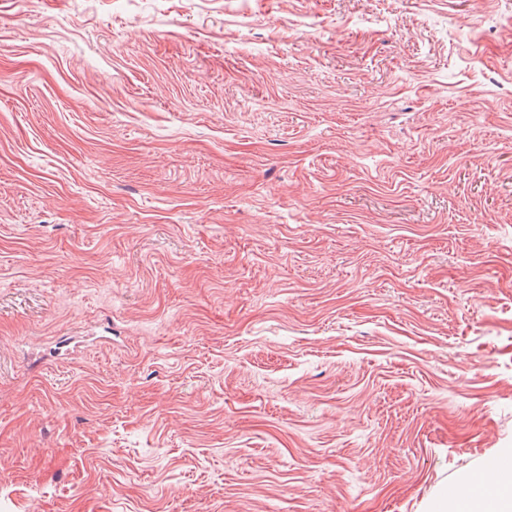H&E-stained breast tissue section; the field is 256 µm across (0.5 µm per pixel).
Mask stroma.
I'll return each mask as SVG.
<instances>
[{
	"label": "stroma",
	"mask_w": 512,
	"mask_h": 512,
	"mask_svg": "<svg viewBox=\"0 0 512 512\" xmlns=\"http://www.w3.org/2000/svg\"><path fill=\"white\" fill-rule=\"evenodd\" d=\"M512 448V0H0V512H427Z\"/></svg>",
	"instance_id": "stroma-1"
}]
</instances>
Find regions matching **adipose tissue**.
<instances>
[{"label": "adipose tissue", "instance_id": "ef3b65f1", "mask_svg": "<svg viewBox=\"0 0 512 512\" xmlns=\"http://www.w3.org/2000/svg\"><path fill=\"white\" fill-rule=\"evenodd\" d=\"M506 464L463 481L450 495L435 499L429 512H512V448L500 453Z\"/></svg>", "mask_w": 512, "mask_h": 512}]
</instances>
